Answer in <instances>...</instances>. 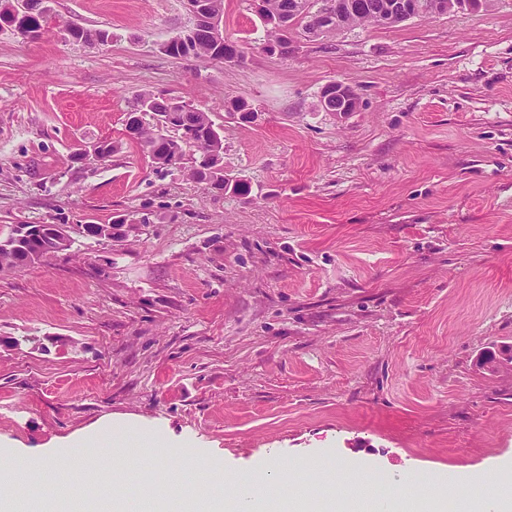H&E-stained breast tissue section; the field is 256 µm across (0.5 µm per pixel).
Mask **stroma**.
Wrapping results in <instances>:
<instances>
[{
    "instance_id": "1",
    "label": "stroma",
    "mask_w": 512,
    "mask_h": 512,
    "mask_svg": "<svg viewBox=\"0 0 512 512\" xmlns=\"http://www.w3.org/2000/svg\"><path fill=\"white\" fill-rule=\"evenodd\" d=\"M42 36L0 30V235L64 224L71 249L0 270V440L35 453L102 419L149 423L203 449L224 475L282 467L274 512L299 493L370 512L377 474L391 512H433L415 477L471 512L462 476L495 485L512 461V0L479 11L289 33L262 51L254 0H224L238 63L176 58L184 0H50ZM108 30L92 47L62 22ZM359 96L323 111L324 85ZM208 112L221 196L160 172L125 132L143 92ZM257 113L243 122L224 102ZM108 139L112 157L72 162ZM129 215L123 238L78 233ZM128 488L165 472L129 433ZM354 94H355L354 87L350 83L343 82V81L331 82V83L327 84L326 86H324L320 93V105L326 112H334V111L330 110L327 105L328 99L334 95L331 98V100L329 101V105L331 107L336 109V105L337 106L345 105L348 108H350L351 110H354L356 107V98L354 100L353 99L352 100H344L343 99V98L350 99ZM336 96H341L343 98L336 97ZM348 108H345V109L339 110V111L336 110V116L342 118V117L346 116L349 112H353V111H350Z\"/></svg>"
}]
</instances>
